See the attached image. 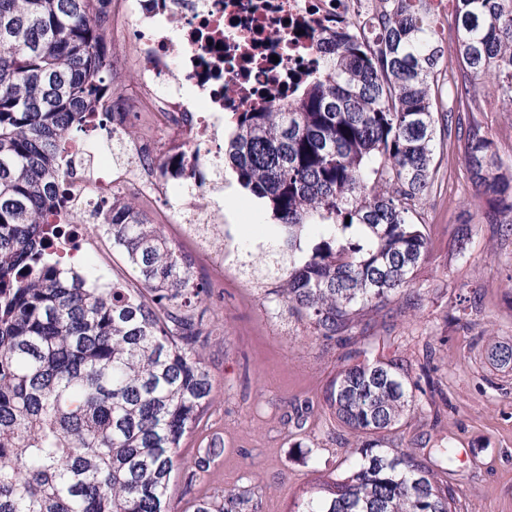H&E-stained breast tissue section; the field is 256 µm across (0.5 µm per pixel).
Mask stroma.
<instances>
[{
  "label": "stroma",
  "instance_id": "stroma-1",
  "mask_svg": "<svg viewBox=\"0 0 512 512\" xmlns=\"http://www.w3.org/2000/svg\"><path fill=\"white\" fill-rule=\"evenodd\" d=\"M132 43L110 41L113 92L140 94ZM433 183L418 203L416 219L429 241L426 260L398 300L367 311L354 338L315 339L306 323L282 322L272 282L250 286L240 268L218 269L197 251L182 224H162L155 204L141 202L167 238L194 258L197 276L212 290L206 318L213 330L206 363L211 404L179 448L195 461L212 440L224 452L210 461L192 488L175 479L173 512H193L195 503L223 489H253L256 512H297L320 474L348 470L364 440L341 427L326 402L337 371L359 352L400 362L415 407L383 445L428 457L452 448L458 460L440 479L453 484L462 512H512V370L494 366L488 343L512 345V226L484 223L486 199L475 196L461 151L436 144ZM234 240L268 243L265 232L246 238L244 227L272 223L266 206L224 176L219 198ZM468 228L465 250L456 236ZM93 249L76 269L103 287L127 265L111 242L91 231ZM466 314H459V306Z\"/></svg>",
  "mask_w": 512,
  "mask_h": 512
}]
</instances>
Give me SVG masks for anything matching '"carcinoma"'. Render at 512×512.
Returning a JSON list of instances; mask_svg holds the SVG:
<instances>
[{"mask_svg":"<svg viewBox=\"0 0 512 512\" xmlns=\"http://www.w3.org/2000/svg\"><path fill=\"white\" fill-rule=\"evenodd\" d=\"M375 27L321 30L319 68L282 103L231 116L224 165L267 201L281 236L250 262L288 314L331 341L363 308L409 288L427 256L414 221L432 182L435 75L445 54L428 0H382ZM454 96L471 114L455 138L491 224H512V168L474 117L512 107V0H451ZM111 0H0V512H172L175 471L193 485L204 461L178 460L209 407L202 308L211 289L122 192L97 222L130 278L94 288L50 262L49 217L68 190L62 146L107 82ZM491 82L493 95L481 90ZM336 419L380 436L414 407L403 365L342 368ZM248 490L195 512H233ZM300 512H460L453 486L417 455L361 450L344 477L313 487Z\"/></svg>","mask_w":512,"mask_h":512,"instance_id":"cac0c4a2","label":"carcinoma"}]
</instances>
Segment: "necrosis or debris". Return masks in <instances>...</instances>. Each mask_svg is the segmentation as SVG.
<instances>
[{
    "label": "necrosis or debris",
    "mask_w": 512,
    "mask_h": 512,
    "mask_svg": "<svg viewBox=\"0 0 512 512\" xmlns=\"http://www.w3.org/2000/svg\"><path fill=\"white\" fill-rule=\"evenodd\" d=\"M127 14L114 18L113 33L132 26L144 35L136 57L141 91L155 122L178 140L166 163L147 142L126 140L121 127L108 132L110 146L125 156L117 176L103 174L96 152L69 142L63 147L79 177L68 189L60 222L96 207L101 198L128 187L158 203L176 224H217L211 192L223 179L219 130L225 115L259 103L271 107L290 82L314 70L315 32L338 20L364 22L368 0H126ZM182 83H170L172 72ZM203 172L171 194L167 170Z\"/></svg>",
    "instance_id": "1"
}]
</instances>
